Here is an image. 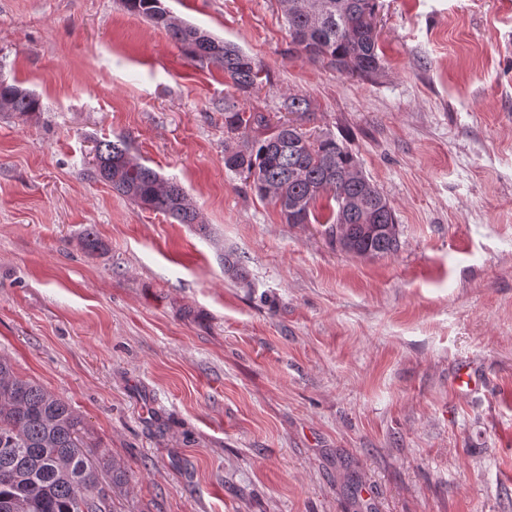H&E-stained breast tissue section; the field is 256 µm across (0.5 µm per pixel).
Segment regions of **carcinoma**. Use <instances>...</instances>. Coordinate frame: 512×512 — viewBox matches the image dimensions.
<instances>
[{
    "label": "carcinoma",
    "mask_w": 512,
    "mask_h": 512,
    "mask_svg": "<svg viewBox=\"0 0 512 512\" xmlns=\"http://www.w3.org/2000/svg\"><path fill=\"white\" fill-rule=\"evenodd\" d=\"M292 43L314 61L340 73L371 76L381 69L377 33L364 17L377 0H281ZM124 7L163 29L193 62H216L236 92L246 96L260 84L264 67L235 44L212 37L174 17L163 0H123ZM40 108L36 95L0 77V112L26 115ZM227 133L267 127L265 116L247 113L224 99ZM101 174L116 193L181 224L199 223L183 188L149 166L128 159L122 140L97 146ZM224 164L245 171L256 192L280 205L289 224H309L315 205L336 203V243L357 256L398 251L394 213L377 186L359 169L335 136L307 135L299 126L273 129L243 149L225 145ZM127 470L91 454L83 419L66 401L17 376L0 360V512H114L112 489Z\"/></svg>",
    "instance_id": "1"
}]
</instances>
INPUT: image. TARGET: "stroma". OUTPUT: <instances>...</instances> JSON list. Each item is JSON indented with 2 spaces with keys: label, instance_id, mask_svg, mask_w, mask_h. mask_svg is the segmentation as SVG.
<instances>
[{
  "label": "stroma",
  "instance_id": "35a3bbf8",
  "mask_svg": "<svg viewBox=\"0 0 512 512\" xmlns=\"http://www.w3.org/2000/svg\"><path fill=\"white\" fill-rule=\"evenodd\" d=\"M164 4L262 61L243 109L309 99L400 248L341 251L326 200L286 223L224 165L222 68L121 0H0L41 104L0 112V358L128 468L117 512H512V0H378L370 78L297 52L279 0ZM117 139L199 223L88 177Z\"/></svg>",
  "mask_w": 512,
  "mask_h": 512
}]
</instances>
